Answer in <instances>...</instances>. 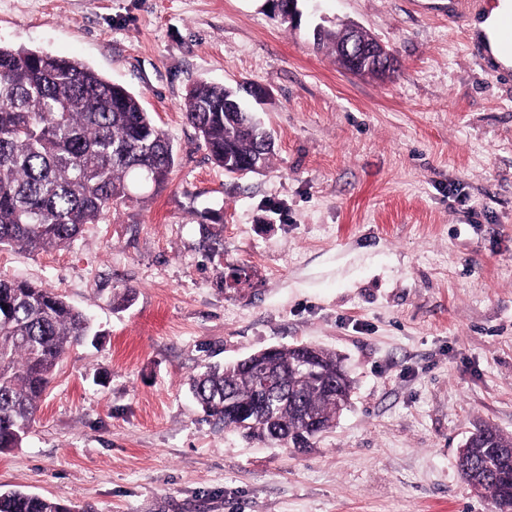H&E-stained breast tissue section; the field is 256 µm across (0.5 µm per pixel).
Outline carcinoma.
I'll list each match as a JSON object with an SVG mask.
<instances>
[{
  "instance_id": "1",
  "label": "carcinoma",
  "mask_w": 512,
  "mask_h": 512,
  "mask_svg": "<svg viewBox=\"0 0 512 512\" xmlns=\"http://www.w3.org/2000/svg\"><path fill=\"white\" fill-rule=\"evenodd\" d=\"M233 86L195 82L183 115L219 167L234 168L264 145L268 129L243 112L224 118ZM175 154L137 94L89 66L0 44V247H65L85 224L131 199V187L166 183ZM86 313L51 288L0 279V448L21 442L35 422L56 367L89 336ZM258 365L279 380L276 407H253L252 369L214 364L189 389L206 420L251 439L294 448L336 424L353 382L342 359L315 345L278 348ZM467 486L495 512H512V433L485 423L458 455ZM0 512H73L39 494L0 491Z\"/></svg>"
}]
</instances>
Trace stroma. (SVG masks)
Returning <instances> with one entry per match:
<instances>
[{
	"mask_svg": "<svg viewBox=\"0 0 512 512\" xmlns=\"http://www.w3.org/2000/svg\"><path fill=\"white\" fill-rule=\"evenodd\" d=\"M0 0V43L77 60L139 95L176 162L166 185L70 246L0 248V278L55 289L91 333L59 365L0 490L78 512H492L457 459L512 433V71L448 0ZM352 21L400 67L351 75L315 25ZM251 81L275 138L229 176L182 106ZM346 359L350 407L306 450L203 417L189 378L259 350Z\"/></svg>",
	"mask_w": 512,
	"mask_h": 512,
	"instance_id": "35a3bbf8",
	"label": "stroma"
}]
</instances>
